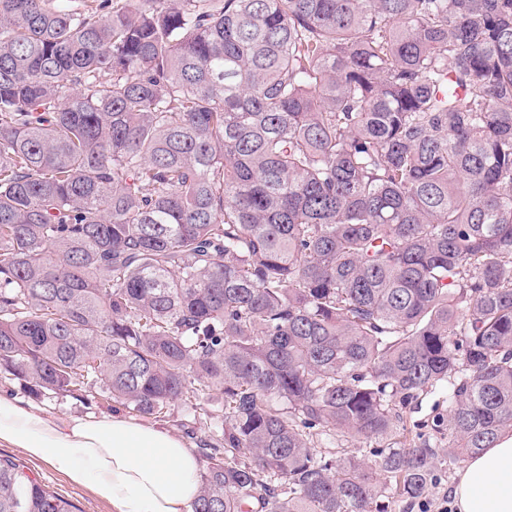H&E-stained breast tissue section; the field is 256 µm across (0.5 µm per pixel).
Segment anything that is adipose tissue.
<instances>
[{
    "label": "adipose tissue",
    "mask_w": 512,
    "mask_h": 512,
    "mask_svg": "<svg viewBox=\"0 0 512 512\" xmlns=\"http://www.w3.org/2000/svg\"><path fill=\"white\" fill-rule=\"evenodd\" d=\"M23 449L72 483L89 485L115 512H193L199 459L166 429L123 416L57 418L0 396V445ZM455 512H512V434L459 470Z\"/></svg>",
    "instance_id": "obj_1"
}]
</instances>
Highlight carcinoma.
<instances>
[{"label": "carcinoma", "instance_id": "obj_1", "mask_svg": "<svg viewBox=\"0 0 512 512\" xmlns=\"http://www.w3.org/2000/svg\"><path fill=\"white\" fill-rule=\"evenodd\" d=\"M0 373L181 405L193 512H387L492 447L512 0H0ZM0 512L72 510L0 458ZM447 404L443 402L440 394H431L425 398L418 409L407 412V424L413 430V435L416 431L413 425L419 424L422 431L430 429L438 414L445 413Z\"/></svg>", "mask_w": 512, "mask_h": 512}]
</instances>
